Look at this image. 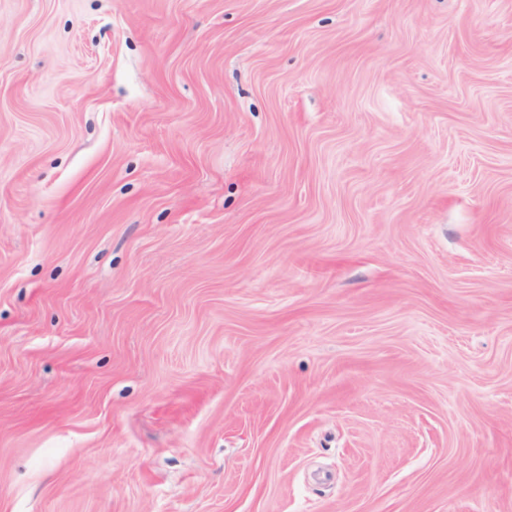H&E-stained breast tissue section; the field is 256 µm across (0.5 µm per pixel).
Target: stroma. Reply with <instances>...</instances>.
Here are the masks:
<instances>
[{
	"mask_svg": "<svg viewBox=\"0 0 512 512\" xmlns=\"http://www.w3.org/2000/svg\"><path fill=\"white\" fill-rule=\"evenodd\" d=\"M0 512H512V0H0Z\"/></svg>",
	"mask_w": 512,
	"mask_h": 512,
	"instance_id": "obj_1",
	"label": "stroma"
}]
</instances>
